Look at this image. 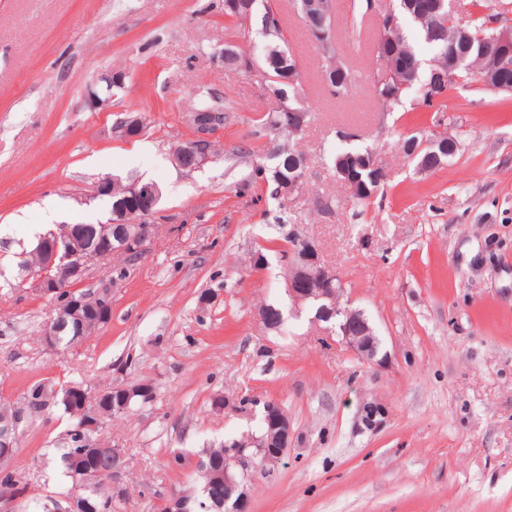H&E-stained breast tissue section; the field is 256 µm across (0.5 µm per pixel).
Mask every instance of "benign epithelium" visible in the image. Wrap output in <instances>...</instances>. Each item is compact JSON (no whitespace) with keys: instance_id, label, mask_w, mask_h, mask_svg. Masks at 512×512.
Masks as SVG:
<instances>
[{"instance_id":"benign-epithelium-1","label":"benign epithelium","mask_w":512,"mask_h":512,"mask_svg":"<svg viewBox=\"0 0 512 512\" xmlns=\"http://www.w3.org/2000/svg\"><path fill=\"white\" fill-rule=\"evenodd\" d=\"M495 15L490 26L491 49L489 54L467 66L469 76L474 79L472 85L481 89L512 92V80L504 79L496 72L509 74L512 72V5L498 3L493 6ZM369 16L383 35L374 51L386 54L396 48L390 33L396 31L397 17L395 9L389 7L379 10L370 7ZM309 31L319 46L321 55L327 57L331 69H336V57L329 56L330 44L326 34L319 27L312 26ZM404 66L399 70L400 85H408L407 77L421 68V62L413 56L404 54ZM123 75L106 74L100 81L106 84L101 92L96 85L87 88L86 100L92 109H100L108 105L109 97L104 95L112 89V85L120 84ZM186 121L194 132V138L187 147L173 153L174 164L182 169L195 170L212 161L216 152L213 133L224 126V113L211 110L192 111L187 113ZM145 119L139 114L128 115L114 129L121 137H134L143 132ZM127 197L138 202L136 214L125 213L118 220L102 225L101 241L94 250L88 249L78 241L70 226L62 228L61 233L52 238L42 237L36 245L40 256L37 268H26L25 279L31 281L32 287L40 295L49 298L56 307V316L47 327L44 336L46 343L57 346L60 327L69 319L77 316L87 308H102L111 314L109 295L98 290L79 293L72 286L85 279L89 265L94 261H109L119 253L129 259H139L146 253L151 240L153 225L146 223V218L156 213L160 190L155 185L144 184L133 180L123 187ZM133 224L132 232L123 235L118 247L112 246L109 233L112 224ZM289 234L294 245L289 247L288 255L283 258L287 268L286 288L294 310L303 305H320V312L336 316L341 341L352 350L362 361L379 365L384 362L381 356V343L375 329L361 309L342 303L344 288L339 286L340 279L326 263L317 246L309 238L302 235L297 227H292ZM264 421L267 426V439H254L250 447H242L236 442L224 444V485L229 487L231 497L227 498V512H243L249 502L245 481L248 471L260 465L266 469L278 466L284 457L290 437L288 415L276 401L263 404ZM25 411L19 410L12 422L0 428V459L3 461L13 457V434L24 420Z\"/></svg>"}]
</instances>
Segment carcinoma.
Wrapping results in <instances>:
<instances>
[{
	"mask_svg": "<svg viewBox=\"0 0 512 512\" xmlns=\"http://www.w3.org/2000/svg\"><path fill=\"white\" fill-rule=\"evenodd\" d=\"M396 13L399 16V25L413 24L418 29L420 37L433 50V58L436 65L434 69L441 74H448V43L451 38H456V48L459 52L468 55L471 59H477V54L482 50L485 39L490 35V29L486 28V17L480 16L464 31L460 32L448 26L445 18L446 10L436 11L430 8L435 0H395ZM347 13L351 16L352 36L359 44L374 45L378 36L364 23L368 10V0H348L345 4ZM233 23L235 30L254 26L260 43L255 51V60L262 69L260 82L263 88L274 99L287 97L292 108L306 114L307 119H312L311 113L300 106L295 97L298 96V87L301 82L291 83V80L301 76L298 62L293 52L282 38L280 17L271 8L268 0H250V13L233 12L224 10ZM401 57L398 55L380 59L379 65L373 75V81L368 88L371 98L380 106L391 112L396 106L410 101L413 108L424 107L436 112L447 111L448 90L452 84L444 80L439 83L436 97L427 99L423 94H412L410 88H400L395 85L391 70L400 66ZM321 71L325 90L337 99L345 98L350 89L358 84L359 72L353 65L344 67L340 80H335L334 72L327 64H322ZM297 126L291 124V118L286 113L274 108L271 112L259 119V125L255 126L253 134L261 131L272 130L290 136ZM415 135L411 134L402 138L401 148L404 155L411 159L417 168L426 171L435 170L444 165L449 158L454 156L459 147L444 153L440 146L430 148V151H421L418 155H412ZM373 147H347L341 148L331 156V163L336 181L344 180L342 170L352 168L360 178V183L368 189H373L378 181L377 170L371 167L370 158ZM306 156L304 153L283 143V147L270 155L267 161L258 164L254 169V178L259 179L272 187V199L279 201L280 215L278 216L281 228L288 226L287 208L284 205L285 192L288 191V181L292 179L300 168L304 167ZM133 210V202L123 195L121 187L113 188L112 214H122ZM88 330V327L81 328ZM78 326L70 321L59 333L58 343L65 346L74 345L83 337L79 335ZM148 384L139 383L126 388L119 386L106 389L105 395L98 401L83 406L82 401L74 398L58 397L54 386L38 383L34 385L25 398L26 408L40 412L50 406L59 403L66 413L73 418V423L67 431L69 448L62 454L60 465L64 472L71 478H79L93 466H99L102 460L97 456L82 453V449L94 446L105 449L104 458L112 455V448L105 445L102 440L91 444L83 439L77 432L83 418L92 413L98 414L107 421L118 415V408L122 404L132 405L138 401L148 402L151 397L144 393ZM224 470V446L206 448L198 462L200 488L204 492L187 501L184 512H224V481L217 477V473ZM77 505L79 512H115L113 497L108 488L101 483H88L77 485Z\"/></svg>",
	"mask_w": 512,
	"mask_h": 512,
	"instance_id": "carcinoma-1",
	"label": "carcinoma"
}]
</instances>
